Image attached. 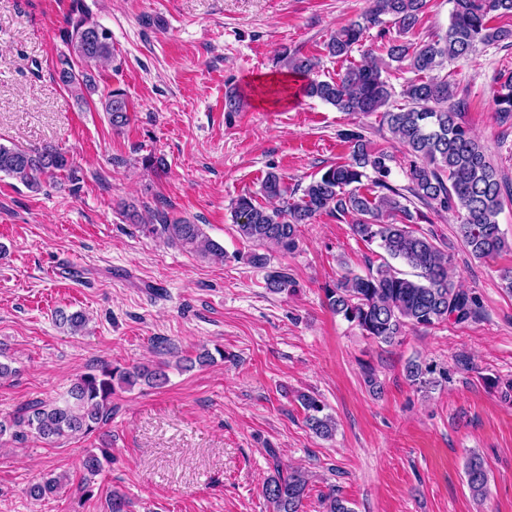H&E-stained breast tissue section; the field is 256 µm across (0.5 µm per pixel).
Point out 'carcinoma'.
I'll return each instance as SVG.
<instances>
[{
    "instance_id": "obj_1",
    "label": "carcinoma",
    "mask_w": 512,
    "mask_h": 512,
    "mask_svg": "<svg viewBox=\"0 0 512 512\" xmlns=\"http://www.w3.org/2000/svg\"><path fill=\"white\" fill-rule=\"evenodd\" d=\"M453 9L448 29L435 39L413 44L395 41L387 48L389 63L351 65L336 79L313 77L318 60L304 55H283L282 62L292 72L308 77L305 93L318 98L340 112L375 114L405 147L411 160L409 185L400 189L391 183L392 156L374 151L365 136L356 130L340 133L349 149L347 158L327 166L303 190L300 197L288 192L283 175L275 167L266 172L260 193L277 206L257 203L250 193L239 196L232 206L236 231L256 247L247 261L257 268L268 264L261 249L274 245L291 252L298 246L299 227L311 224L317 215L329 212L353 217L354 236L377 244L390 258L412 269L404 274L387 261L369 269L365 275L347 274L324 285L328 308L355 324L363 335L385 344L400 340L410 328H429L443 322L465 323L477 315V301L453 279V255L435 243V237L413 228L418 216L407 205L414 197L423 205L457 216V234L464 249L477 260L494 259L512 249L499 227L498 217L504 203H512V185L504 182L489 158L484 144L463 121L462 106L451 102L454 91L448 77L433 72L448 60L467 58L479 47L512 41V29L489 25L493 14H512V0H451ZM427 0H370V6L342 27L326 44L336 58H347L360 47L369 31L390 17L402 32L413 30L423 15ZM65 41L69 55L61 60L60 82L83 99L95 91L93 74L75 70L74 63H112V34L91 20L80 0H73L67 19ZM415 74L402 86L407 106L386 108L394 87L384 73L391 64ZM497 120L512 125V76L500 83L494 94ZM112 128L120 130L129 123V105L124 94L111 91L102 101ZM0 173L21 181L33 191L43 182L64 176L73 185L80 177L67 152L46 145L20 150L0 143ZM142 231L158 234L168 244L192 252L213 262L228 259L224 247L210 239L201 225L184 217L160 212L155 223L142 225ZM295 282L288 273L267 274L266 288L275 294L294 291ZM56 322L79 334L86 328V314L77 310H59ZM168 364L112 367L101 364L76 376L60 401L29 402L12 413L0 416V441L25 443L33 438L47 445L60 440L86 437L103 428L112 413L116 389L142 382L152 388L168 383ZM436 370L419 362L407 366L411 382L426 386L433 383ZM296 400L305 413L309 430L330 438L336 429L332 415L316 396L301 392ZM110 463L107 449L88 452L83 469L92 476L101 474ZM468 488L476 497L485 495L488 473L483 460L473 455L465 465ZM308 476L301 470L275 474L266 481L262 493L272 512H303ZM62 488L58 477L29 486L28 494L42 500ZM325 512H353L348 502L330 489L323 497Z\"/></svg>"
}]
</instances>
